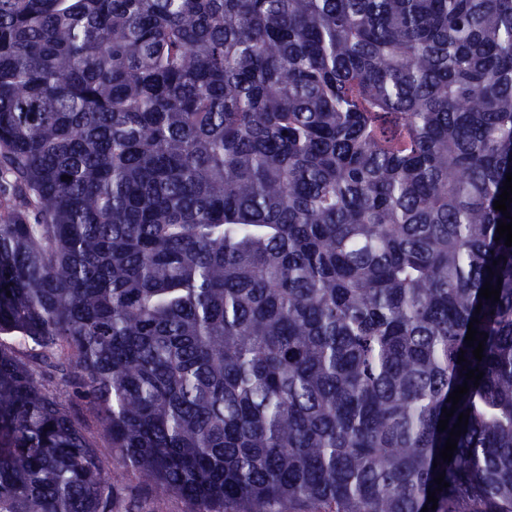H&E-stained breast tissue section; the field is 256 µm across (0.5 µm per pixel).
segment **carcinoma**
<instances>
[{
	"label": "carcinoma",
	"mask_w": 512,
	"mask_h": 512,
	"mask_svg": "<svg viewBox=\"0 0 512 512\" xmlns=\"http://www.w3.org/2000/svg\"><path fill=\"white\" fill-rule=\"evenodd\" d=\"M508 173L512 0H0V512H512ZM73 412L81 422L87 436L95 441L99 456L103 461V465L107 477L112 480L113 457L114 451L109 441L98 430L93 416V410L88 400L82 398H73L71 402ZM116 510L125 512L133 504L140 512H193V504L186 498L156 485L142 483L133 474H127L116 484Z\"/></svg>",
	"instance_id": "cac0c4a2"
}]
</instances>
